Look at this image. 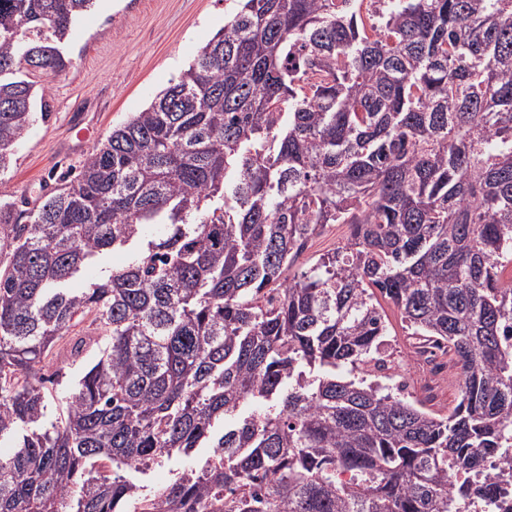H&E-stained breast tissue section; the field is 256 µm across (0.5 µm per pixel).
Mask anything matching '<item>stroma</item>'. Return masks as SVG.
<instances>
[{"label":"stroma","instance_id":"1","mask_svg":"<svg viewBox=\"0 0 512 512\" xmlns=\"http://www.w3.org/2000/svg\"><path fill=\"white\" fill-rule=\"evenodd\" d=\"M228 0H112L96 4L67 42L68 68L34 73L52 114L33 125L0 184V198L18 201L40 190L50 175L77 171L93 148L131 113L147 107L188 67L223 27ZM392 358L410 363L409 393L424 392L427 406L447 414L458 394L454 369L438 372L415 362V338L396 307L382 301Z\"/></svg>","mask_w":512,"mask_h":512}]
</instances>
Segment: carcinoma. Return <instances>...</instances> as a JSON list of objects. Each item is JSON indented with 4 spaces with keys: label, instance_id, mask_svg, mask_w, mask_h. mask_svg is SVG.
<instances>
[{
    "label": "carcinoma",
    "instance_id": "obj_1",
    "mask_svg": "<svg viewBox=\"0 0 512 512\" xmlns=\"http://www.w3.org/2000/svg\"><path fill=\"white\" fill-rule=\"evenodd\" d=\"M94 6L0 0V179L50 116L31 71ZM328 224L346 241L299 263ZM510 268L512 0H232L74 178L0 201V512L505 508ZM378 293L448 355V414L377 382ZM85 314L67 361L98 354L47 423L43 362ZM128 258L129 256L127 253H114L112 255V252H110L102 256L85 270L82 278L71 284V288H82L91 280L105 278L112 271L113 266H120L124 264ZM205 454L204 449H199L192 454L191 457L183 455H175L171 460L153 467L145 476L141 477V485L150 487H159L167 484L172 478L173 473L181 469L183 466H190L196 463L200 456Z\"/></svg>",
    "mask_w": 512,
    "mask_h": 512
}]
</instances>
